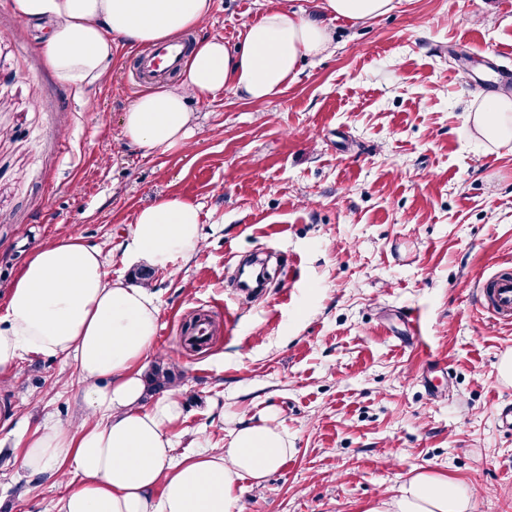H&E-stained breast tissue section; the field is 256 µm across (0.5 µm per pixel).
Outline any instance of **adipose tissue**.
<instances>
[{
  "label": "adipose tissue",
  "mask_w": 512,
  "mask_h": 512,
  "mask_svg": "<svg viewBox=\"0 0 512 512\" xmlns=\"http://www.w3.org/2000/svg\"><path fill=\"white\" fill-rule=\"evenodd\" d=\"M21 19L46 23L40 44L65 82L96 84L112 70L117 42L152 45L194 30L212 0H10ZM394 0H321L329 16H381ZM327 26L277 9L228 48L213 37L193 46L183 78L138 97L124 115L126 141L144 154L184 150L194 133L190 98L229 90L262 102L280 93L302 59L326 53ZM468 120L495 145L512 143V89L486 99ZM198 208L163 197L139 210L125 259L154 268L189 258L201 244ZM159 306L146 287L112 280L98 248L70 236L35 250L13 280L0 312V377L30 356L73 358L83 381L80 424L49 418L28 440L19 467L32 476L68 470L73 479L57 512H239L243 478L262 480L291 455L272 417L230 421L224 447L175 458L173 395L145 404L144 366L158 329ZM161 496H154L155 487ZM470 495L447 479L419 473L370 512H468Z\"/></svg>",
  "instance_id": "1"
}]
</instances>
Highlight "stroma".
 I'll list each match as a JSON object with an SVG mask.
<instances>
[{"instance_id": "1", "label": "stroma", "mask_w": 512, "mask_h": 512, "mask_svg": "<svg viewBox=\"0 0 512 512\" xmlns=\"http://www.w3.org/2000/svg\"><path fill=\"white\" fill-rule=\"evenodd\" d=\"M319 4L213 0L199 36L232 47L288 9L333 44L264 102L190 99V148L146 156L123 136L141 47L118 45L103 82L67 84L39 51L46 27L0 0V306L30 251L68 236L131 280L130 225L178 197L203 241L149 284V361L180 375L176 456L271 407L294 453L241 481L240 512H368L420 472L467 488L470 512H512V323L475 306L479 282L512 272V144L467 122L512 87V0H395L367 21ZM198 312L215 330L193 351L181 327ZM80 388L60 357L0 381V512H56L68 474L17 460L47 416L77 421Z\"/></svg>"}]
</instances>
